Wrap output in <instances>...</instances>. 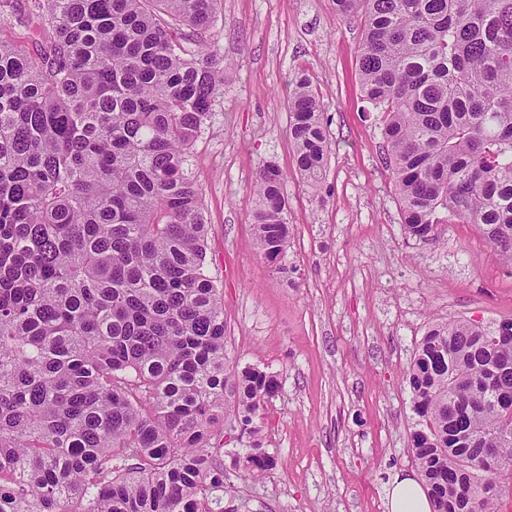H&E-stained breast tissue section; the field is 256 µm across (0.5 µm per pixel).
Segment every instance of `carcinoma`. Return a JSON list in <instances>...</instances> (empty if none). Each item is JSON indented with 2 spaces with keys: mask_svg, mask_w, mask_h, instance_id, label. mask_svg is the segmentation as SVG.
I'll return each mask as SVG.
<instances>
[{
  "mask_svg": "<svg viewBox=\"0 0 512 512\" xmlns=\"http://www.w3.org/2000/svg\"><path fill=\"white\" fill-rule=\"evenodd\" d=\"M363 20L364 100L383 114L408 236L473 224L512 269V0H334ZM223 0H30L42 33L0 42V512H208L227 420L253 478L276 375L224 356L194 144L224 86ZM296 167L321 181L319 95L288 97ZM284 172L255 175L261 256L288 277ZM431 324L404 379L433 512H495L512 487V344ZM497 448L511 465L470 463Z\"/></svg>",
  "mask_w": 512,
  "mask_h": 512,
  "instance_id": "obj_1",
  "label": "carcinoma"
}]
</instances>
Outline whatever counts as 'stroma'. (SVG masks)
Segmentation results:
<instances>
[{
    "label": "stroma",
    "mask_w": 512,
    "mask_h": 512,
    "mask_svg": "<svg viewBox=\"0 0 512 512\" xmlns=\"http://www.w3.org/2000/svg\"><path fill=\"white\" fill-rule=\"evenodd\" d=\"M211 34L228 64L194 147L208 224L207 264L224 298V355L278 375L259 479L224 455V512H387L395 474H415L416 417L402 376L429 322L512 319V272L471 224L421 242L401 224L382 160L380 115L365 109L363 27L333 0H224ZM319 93L329 135L320 183L295 170L288 95ZM286 173L290 273L258 252L252 179Z\"/></svg>",
    "instance_id": "stroma-1"
}]
</instances>
